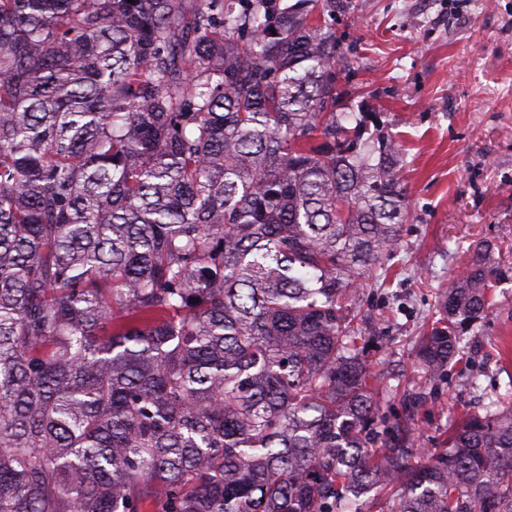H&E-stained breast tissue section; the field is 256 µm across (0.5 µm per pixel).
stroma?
Masks as SVG:
<instances>
[{
    "label": "stroma",
    "instance_id": "obj_1",
    "mask_svg": "<svg viewBox=\"0 0 512 512\" xmlns=\"http://www.w3.org/2000/svg\"><path fill=\"white\" fill-rule=\"evenodd\" d=\"M336 34L357 61L342 89L364 93L404 156L410 216L384 285L356 305L361 347L393 393L384 416L404 415L417 379L411 339L435 315L441 288L489 243L512 267V0H352ZM484 322L463 331L450 364L414 421L425 448L462 414L484 413L512 382V276L492 292ZM480 387L470 390L471 374Z\"/></svg>",
    "mask_w": 512,
    "mask_h": 512
}]
</instances>
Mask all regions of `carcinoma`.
Returning <instances> with one entry per match:
<instances>
[{
  "mask_svg": "<svg viewBox=\"0 0 512 512\" xmlns=\"http://www.w3.org/2000/svg\"><path fill=\"white\" fill-rule=\"evenodd\" d=\"M348 0H0V512H512V392L421 448L352 305L408 217ZM502 275L477 243L424 386Z\"/></svg>",
  "mask_w": 512,
  "mask_h": 512,
  "instance_id": "1",
  "label": "carcinoma"
}]
</instances>
